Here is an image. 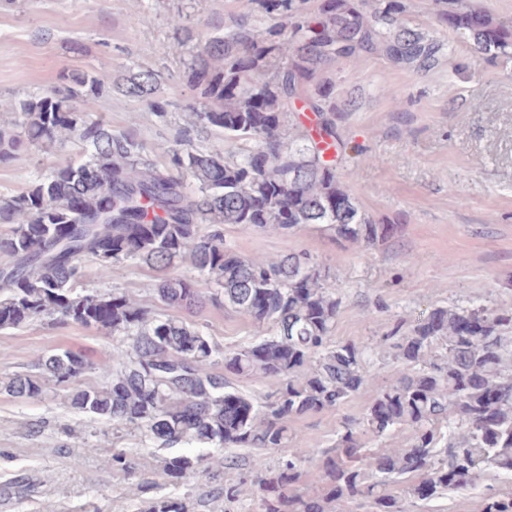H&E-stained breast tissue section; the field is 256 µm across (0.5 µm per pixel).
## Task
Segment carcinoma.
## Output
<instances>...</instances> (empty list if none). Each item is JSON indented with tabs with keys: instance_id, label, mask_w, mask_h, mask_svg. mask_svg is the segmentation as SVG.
Returning <instances> with one entry per match:
<instances>
[{
	"instance_id": "1",
	"label": "carcinoma",
	"mask_w": 512,
	"mask_h": 512,
	"mask_svg": "<svg viewBox=\"0 0 512 512\" xmlns=\"http://www.w3.org/2000/svg\"><path fill=\"white\" fill-rule=\"evenodd\" d=\"M438 23L456 32L477 59L512 61V17L484 7L448 8L433 0ZM251 16L232 17L213 35L181 18L182 70L173 79L195 92L187 125L150 158L129 131L96 115L104 86L91 70L59 72L58 83L19 101L0 100L13 118L0 125V165L22 149L58 160L26 187L0 195V332L36 322L78 324L112 337L91 359L62 350L43 355L32 374L0 377V391L39 400L69 388L67 407L151 448L162 482L140 512H193L166 488L205 475L224 495V512H411L419 502L485 488L482 512H512V309L437 306L409 324L397 320L376 348L402 367L379 388L363 416L345 418L329 448L309 446L270 466L253 459V490L230 477L239 449L288 447L289 422L331 411L364 392L369 349L338 342L341 297L328 269L306 251L248 257L224 228L288 236L317 229L339 243L371 245L393 228L363 212L342 181L350 158L337 121L353 109L321 79L331 65L363 55L425 71L444 43L412 26L406 0H246ZM112 92L138 98L160 118V74L138 65L109 75ZM224 135V152L199 146ZM99 279L126 265L153 273L154 305L121 288H87V262ZM230 309L258 330L255 342L226 350L192 317ZM177 309L186 316L166 313ZM272 381L262 397L228 375ZM95 382H89V379ZM410 430L397 446L387 439ZM112 470L130 477L137 463L112 453ZM316 465L322 486L300 488Z\"/></svg>"
}]
</instances>
